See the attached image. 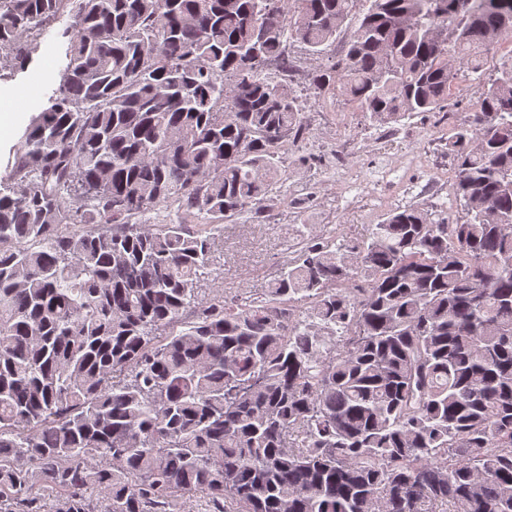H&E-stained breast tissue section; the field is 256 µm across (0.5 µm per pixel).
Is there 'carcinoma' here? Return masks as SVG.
Returning a JSON list of instances; mask_svg holds the SVG:
<instances>
[{"instance_id":"cac0c4a2","label":"carcinoma","mask_w":512,"mask_h":512,"mask_svg":"<svg viewBox=\"0 0 512 512\" xmlns=\"http://www.w3.org/2000/svg\"><path fill=\"white\" fill-rule=\"evenodd\" d=\"M353 2L0 0V80L69 18L0 171V512H512V67L448 138L463 216L309 231L257 296L198 295L308 132L265 68ZM363 2L311 83L379 124L512 38V0Z\"/></svg>"}]
</instances>
